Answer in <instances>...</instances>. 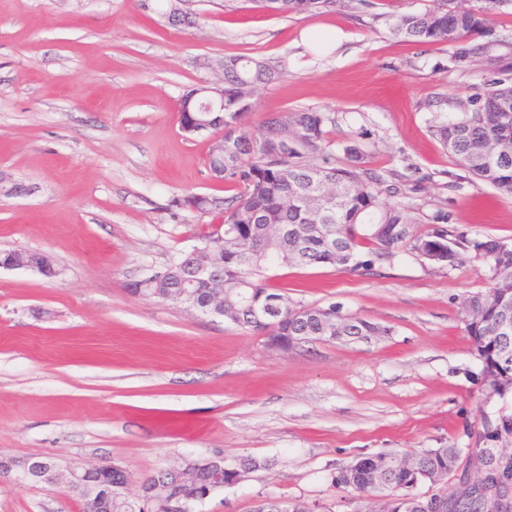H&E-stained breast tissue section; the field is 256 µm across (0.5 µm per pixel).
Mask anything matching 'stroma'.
<instances>
[{
    "label": "stroma",
    "instance_id": "stroma-1",
    "mask_svg": "<svg viewBox=\"0 0 512 512\" xmlns=\"http://www.w3.org/2000/svg\"><path fill=\"white\" fill-rule=\"evenodd\" d=\"M429 0H345L288 17L251 0H0V253L51 255L46 278L0 268V453L110 463L142 478L183 462L251 457L245 481L198 512L290 498L353 512L330 474L359 454L464 447L506 400L487 399L462 303L482 269L402 251L371 274L271 265L304 305L336 307L385 335L280 355L261 335L127 285L198 244L211 215L190 194L234 195L207 165V135L178 123L184 94L226 59L279 66L245 119L317 112L330 163L360 148L403 187L386 202L417 224L447 214L472 241L512 239V200L473 179L435 133L489 84L512 85V7L464 44L405 43L393 13ZM341 34L332 51L310 40ZM21 185L11 193L12 185ZM0 512H82L62 486L0 483Z\"/></svg>",
    "mask_w": 512,
    "mask_h": 512
}]
</instances>
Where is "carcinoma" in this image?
Instances as JSON below:
<instances>
[{
  "label": "carcinoma",
  "mask_w": 512,
  "mask_h": 512,
  "mask_svg": "<svg viewBox=\"0 0 512 512\" xmlns=\"http://www.w3.org/2000/svg\"><path fill=\"white\" fill-rule=\"evenodd\" d=\"M339 0H254L256 7L281 14H320L336 8ZM488 22L483 8L461 9L455 0H433L419 14L396 16L392 33L405 42L453 44L481 32ZM246 57L224 60V111L181 113L180 125L193 136V129L204 120L211 133L224 134V155L208 160L215 177L237 188L230 200L190 195L182 206L201 214L214 213L221 224L199 235L207 243L219 235H231L252 243L251 252L241 254L230 245L212 248L211 277L188 289L180 299L204 315L225 317L234 324L261 333L291 340L296 336H320L322 325L335 324L337 336H383L378 323L342 315L335 307L325 312L318 306L303 305L296 310L288 295L274 289L261 275L269 264L281 266H327L348 271H369L375 263L399 251L417 252L433 262L450 267L479 262L485 268L487 289L464 301L466 329L476 355L483 364L485 389L503 399L512 393V239L488 238L468 241L448 227V214L438 213L434 223L416 225L404 209L383 205L379 197L397 188L382 174L368 167L356 148L346 151L340 166L311 162L296 146L321 154L325 150L322 118L316 112H294L263 123L261 138L254 140L244 127L253 88L278 75L267 63L251 66L249 80L242 79ZM512 96V86L491 84L483 104L471 116L446 120L436 133L448 154L474 178L492 187L505 198H512V112H489V104ZM297 135L288 140L289 126ZM493 145L495 160L483 155ZM368 246L370 258L360 259V248ZM0 260L17 262L19 268L53 276L55 265L44 252L13 250ZM188 275L177 255L163 269L128 283L130 294L146 295L163 301L175 299ZM252 294L261 300L279 301V311L267 319L256 318L243 300ZM465 448L425 449L407 458L392 452L360 456L331 473V483L346 493L345 501L366 499L370 512L382 509L379 499L389 497L392 512H431L429 495L419 492L425 484L434 487L453 475L462 479L466 461L482 458L491 448L503 452L484 474L487 493L470 505V512H512L502 508L494 495L500 485L512 488V412L505 408L485 417L480 428L469 435ZM169 491L152 503L153 512H196L197 494L216 493L210 483L209 466L199 460L166 471ZM93 480L118 487L132 480L131 474L117 467L99 471Z\"/></svg>",
  "instance_id": "1"
}]
</instances>
